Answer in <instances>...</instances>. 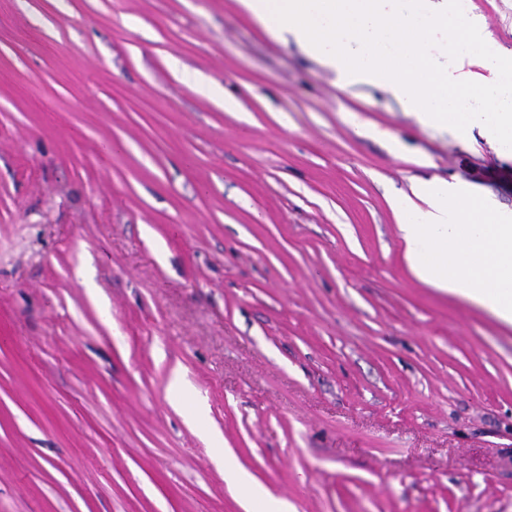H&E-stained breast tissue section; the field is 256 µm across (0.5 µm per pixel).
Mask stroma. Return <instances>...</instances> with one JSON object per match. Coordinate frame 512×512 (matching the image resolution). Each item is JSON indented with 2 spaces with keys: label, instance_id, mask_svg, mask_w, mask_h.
<instances>
[{
  "label": "stroma",
  "instance_id": "stroma-1",
  "mask_svg": "<svg viewBox=\"0 0 512 512\" xmlns=\"http://www.w3.org/2000/svg\"><path fill=\"white\" fill-rule=\"evenodd\" d=\"M433 177L512 209V156L236 0H0V512H245L226 457L292 512H512V327L401 258Z\"/></svg>",
  "mask_w": 512,
  "mask_h": 512
}]
</instances>
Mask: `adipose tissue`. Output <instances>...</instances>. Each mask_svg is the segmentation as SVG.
Listing matches in <instances>:
<instances>
[{"instance_id":"1","label":"adipose tissue","mask_w":512,"mask_h":512,"mask_svg":"<svg viewBox=\"0 0 512 512\" xmlns=\"http://www.w3.org/2000/svg\"><path fill=\"white\" fill-rule=\"evenodd\" d=\"M264 29L289 35L340 85L375 84L426 126L483 129L512 155V49L456 0H238ZM451 60L436 65V55ZM411 274L512 326V210L459 182H413L390 201Z\"/></svg>"}]
</instances>
